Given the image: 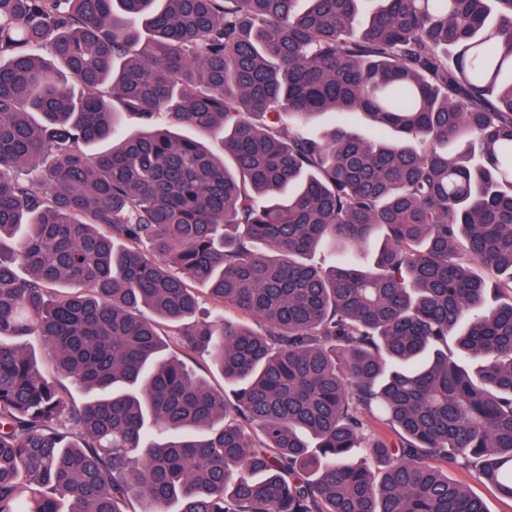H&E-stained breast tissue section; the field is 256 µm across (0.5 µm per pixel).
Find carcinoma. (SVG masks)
Returning a JSON list of instances; mask_svg holds the SVG:
<instances>
[{
    "mask_svg": "<svg viewBox=\"0 0 512 512\" xmlns=\"http://www.w3.org/2000/svg\"><path fill=\"white\" fill-rule=\"evenodd\" d=\"M508 75L512 0H0V512L512 501ZM195 358L197 362L193 363L194 368L201 376L209 381L213 388L217 390L228 388V383L224 381V375L209 357ZM448 476L465 485L474 495L483 499L490 512H512L511 501L501 499L490 485L473 479L468 470L448 468Z\"/></svg>",
    "mask_w": 512,
    "mask_h": 512,
    "instance_id": "1",
    "label": "carcinoma"
}]
</instances>
